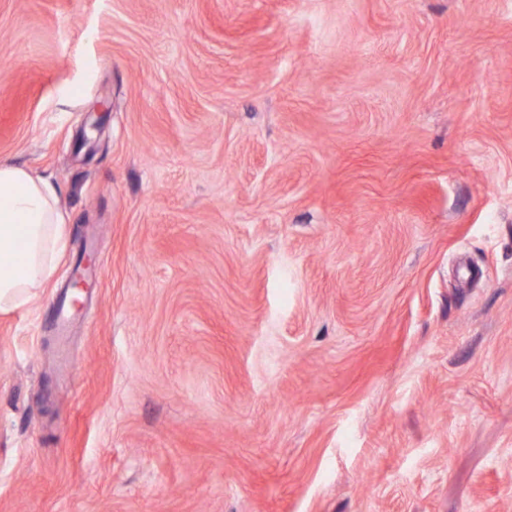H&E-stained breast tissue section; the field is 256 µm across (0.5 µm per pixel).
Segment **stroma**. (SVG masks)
I'll use <instances>...</instances> for the list:
<instances>
[{
  "label": "stroma",
  "mask_w": 512,
  "mask_h": 512,
  "mask_svg": "<svg viewBox=\"0 0 512 512\" xmlns=\"http://www.w3.org/2000/svg\"><path fill=\"white\" fill-rule=\"evenodd\" d=\"M0 161V512H512V0H0ZM64 224L48 179L0 161V311L26 305L49 283L66 247Z\"/></svg>",
  "instance_id": "obj_1"
}]
</instances>
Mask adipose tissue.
<instances>
[{
  "instance_id": "obj_1",
  "label": "adipose tissue",
  "mask_w": 512,
  "mask_h": 512,
  "mask_svg": "<svg viewBox=\"0 0 512 512\" xmlns=\"http://www.w3.org/2000/svg\"><path fill=\"white\" fill-rule=\"evenodd\" d=\"M65 222L48 179L0 161V311L26 305L49 283L66 247Z\"/></svg>"
}]
</instances>
